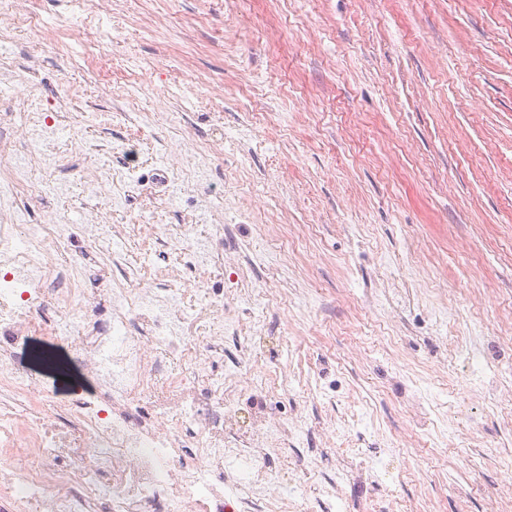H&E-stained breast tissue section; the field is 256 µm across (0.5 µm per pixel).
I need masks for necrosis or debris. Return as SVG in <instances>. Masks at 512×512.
Wrapping results in <instances>:
<instances>
[{
	"instance_id": "obj_1",
	"label": "necrosis or debris",
	"mask_w": 512,
	"mask_h": 512,
	"mask_svg": "<svg viewBox=\"0 0 512 512\" xmlns=\"http://www.w3.org/2000/svg\"><path fill=\"white\" fill-rule=\"evenodd\" d=\"M60 114L31 129L37 155L0 134V204L41 196L36 162L55 165ZM88 148L110 166L118 203L142 198L137 218L109 224H0V512H274L278 474L262 465L225 485L224 465L272 452L287 424L242 425L239 366L214 372L226 327L225 227L198 226L209 198L187 191L181 167L161 170L163 195L145 193L128 160L144 127ZM135 245L141 261L126 259ZM62 340L97 381L94 394L57 399L10 365L28 335Z\"/></svg>"
}]
</instances>
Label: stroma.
<instances>
[{
  "label": "stroma",
  "mask_w": 512,
  "mask_h": 512,
  "mask_svg": "<svg viewBox=\"0 0 512 512\" xmlns=\"http://www.w3.org/2000/svg\"><path fill=\"white\" fill-rule=\"evenodd\" d=\"M0 15V114L63 112L77 137L28 224H119L112 174L81 159L89 112L140 114L146 179L164 142L207 155L224 242V358L245 411L303 416L347 512H512V0H16ZM112 35L100 45L92 22ZM112 59L115 81L91 57ZM196 129L173 135L176 113ZM67 178L66 193L53 185ZM11 365L68 398L97 385L69 348ZM349 466L323 454L330 427ZM379 460L367 471L368 460Z\"/></svg>",
  "instance_id": "obj_1"
}]
</instances>
